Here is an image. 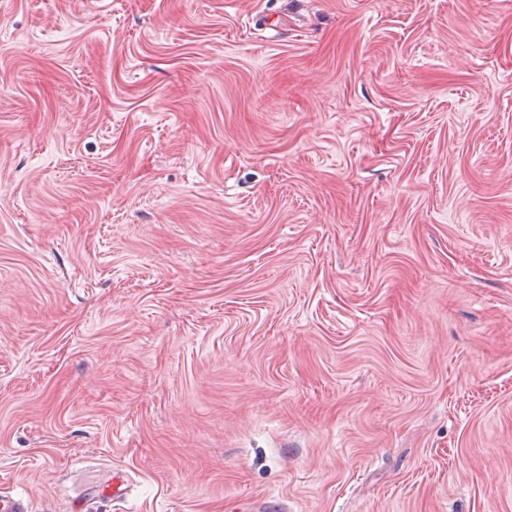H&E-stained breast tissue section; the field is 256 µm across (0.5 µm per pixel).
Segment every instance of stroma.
Returning <instances> with one entry per match:
<instances>
[{"mask_svg": "<svg viewBox=\"0 0 512 512\" xmlns=\"http://www.w3.org/2000/svg\"><path fill=\"white\" fill-rule=\"evenodd\" d=\"M0 492L512 512V0H0Z\"/></svg>", "mask_w": 512, "mask_h": 512, "instance_id": "1", "label": "stroma"}]
</instances>
